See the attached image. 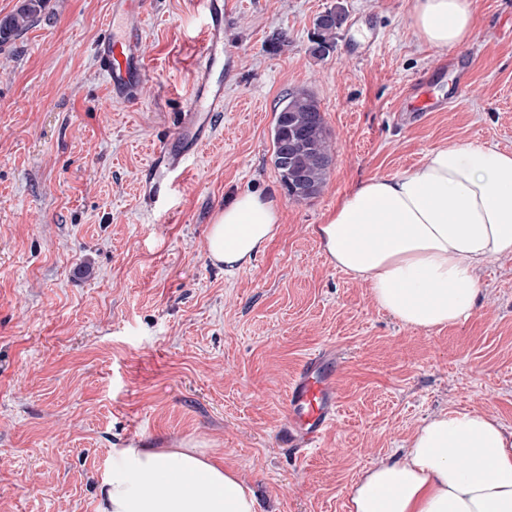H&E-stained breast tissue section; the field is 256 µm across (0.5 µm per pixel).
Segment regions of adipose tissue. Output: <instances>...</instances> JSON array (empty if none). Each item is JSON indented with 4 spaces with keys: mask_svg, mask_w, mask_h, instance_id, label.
I'll return each mask as SVG.
<instances>
[{
    "mask_svg": "<svg viewBox=\"0 0 512 512\" xmlns=\"http://www.w3.org/2000/svg\"><path fill=\"white\" fill-rule=\"evenodd\" d=\"M420 42L447 51L473 32V0H415ZM276 199L233 197L214 220L210 257L243 269L272 240ZM330 262L368 284L375 305L409 328L468 319L478 269L512 257V152L445 145L418 166L366 180L313 229ZM97 512H259L239 474L195 448L113 449ZM349 512H512V430L487 413L434 416L399 454L366 471Z\"/></svg>",
    "mask_w": 512,
    "mask_h": 512,
    "instance_id": "ef3b65f1",
    "label": "adipose tissue"
}]
</instances>
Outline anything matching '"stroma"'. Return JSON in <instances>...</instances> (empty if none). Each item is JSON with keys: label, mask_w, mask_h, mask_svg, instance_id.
Instances as JSON below:
<instances>
[{"label": "stroma", "mask_w": 512, "mask_h": 512, "mask_svg": "<svg viewBox=\"0 0 512 512\" xmlns=\"http://www.w3.org/2000/svg\"><path fill=\"white\" fill-rule=\"evenodd\" d=\"M346 22L323 60L316 18ZM414 0H224V112L215 143L147 206V147L170 135L197 77L203 0H152L136 18L149 61L143 98L117 102L93 47L110 0H47L0 46V512H96L112 449L195 448L237 471L260 512H349L367 469L423 421L478 409L512 429V259L479 271L464 322L412 329L329 263L313 233L372 177L432 149L512 151V0H474L448 56L422 46ZM374 38L369 55L356 42ZM429 83L445 112H400ZM319 101L334 157L323 193L289 200L273 164L289 90ZM274 193L265 250L228 274L207 235L239 192ZM335 352L336 423L300 455L280 432L303 360Z\"/></svg>", "instance_id": "stroma-1"}]
</instances>
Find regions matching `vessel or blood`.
<instances>
[{
	"mask_svg": "<svg viewBox=\"0 0 512 512\" xmlns=\"http://www.w3.org/2000/svg\"><path fill=\"white\" fill-rule=\"evenodd\" d=\"M97 66L112 100L137 97L147 77L142 37L137 30L104 35L94 46ZM198 78L171 141L152 151L145 168L141 192L155 203L171 177L183 173L189 159L210 144L219 112L224 109V0H206L205 39L198 62ZM335 358L326 351L304 360L288 388V422L283 442L308 453L317 450L327 430L336 422Z\"/></svg>",
	"mask_w": 512,
	"mask_h": 512,
	"instance_id": "vessel-or-blood-1",
	"label": "vessel or blood"
}]
</instances>
